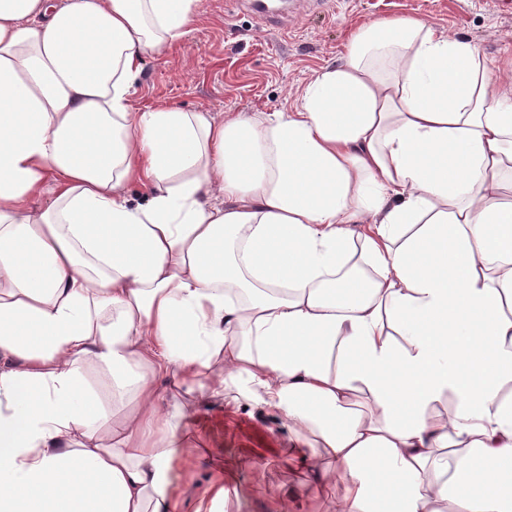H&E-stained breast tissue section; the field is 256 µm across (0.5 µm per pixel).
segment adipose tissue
<instances>
[{
  "label": "adipose tissue",
  "instance_id": "obj_1",
  "mask_svg": "<svg viewBox=\"0 0 512 512\" xmlns=\"http://www.w3.org/2000/svg\"><path fill=\"white\" fill-rule=\"evenodd\" d=\"M200 17L0 0V512H181L217 395L329 512H512V87L399 18L290 110H135Z\"/></svg>",
  "mask_w": 512,
  "mask_h": 512
}]
</instances>
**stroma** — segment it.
I'll list each match as a JSON object with an SVG mask.
<instances>
[{"label":"stroma","mask_w":512,"mask_h":512,"mask_svg":"<svg viewBox=\"0 0 512 512\" xmlns=\"http://www.w3.org/2000/svg\"><path fill=\"white\" fill-rule=\"evenodd\" d=\"M270 25L240 0H200V23L175 47L147 58L133 106L176 104L187 111L291 109L297 90L343 53L357 27L393 17L422 20L476 43L495 65L512 59V0H270ZM187 429L226 468L225 512H278L305 474L276 461L288 429L273 412L222 400Z\"/></svg>","instance_id":"stroma-1"}]
</instances>
